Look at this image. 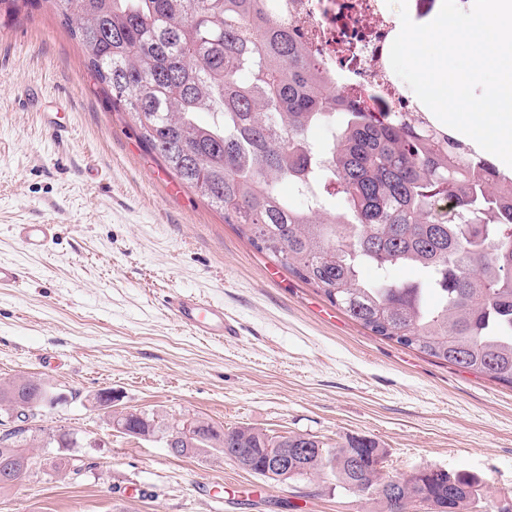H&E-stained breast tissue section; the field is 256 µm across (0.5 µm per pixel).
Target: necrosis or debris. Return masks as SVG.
I'll use <instances>...</instances> for the list:
<instances>
[{"mask_svg":"<svg viewBox=\"0 0 512 512\" xmlns=\"http://www.w3.org/2000/svg\"><path fill=\"white\" fill-rule=\"evenodd\" d=\"M311 54L371 111L411 112L415 106L386 74L397 35L382 0H273Z\"/></svg>","mask_w":512,"mask_h":512,"instance_id":"obj_1","label":"necrosis or debris"}]
</instances>
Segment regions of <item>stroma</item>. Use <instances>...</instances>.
Segmentation results:
<instances>
[{
    "mask_svg": "<svg viewBox=\"0 0 512 512\" xmlns=\"http://www.w3.org/2000/svg\"><path fill=\"white\" fill-rule=\"evenodd\" d=\"M46 222L53 241L23 250L14 226ZM0 262L25 273L0 290V379L63 394L39 424L78 438L41 451L0 512L384 510L330 476L281 483L216 450L173 456L169 428L189 417L330 446L366 436L382 476L464 471L479 482L466 512H512V388L374 335L257 252L158 165L48 10L0 16ZM175 290L222 303L240 335L184 330L164 306ZM104 389L159 432L113 430L90 402ZM62 458L86 463L78 481Z\"/></svg>",
    "mask_w": 512,
    "mask_h": 512,
    "instance_id": "35a3bbf8",
    "label": "stroma"
}]
</instances>
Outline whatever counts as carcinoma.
<instances>
[{"label":"carcinoma","instance_id":"obj_1","mask_svg":"<svg viewBox=\"0 0 512 512\" xmlns=\"http://www.w3.org/2000/svg\"><path fill=\"white\" fill-rule=\"evenodd\" d=\"M25 8L60 18L146 149L254 248L375 335L512 387V178L490 159L411 112L363 111L270 0H0L8 17ZM319 125L332 144L311 140ZM285 183L304 192L302 204L280 192ZM337 194L340 211L327 203ZM364 265L374 281L360 279ZM393 266L419 269L426 286L390 280ZM46 388L35 377L0 380V416ZM127 423L145 436L158 429L152 413L131 412ZM193 425L173 455L221 448L268 478L278 474L269 449L305 448L288 479L330 474L379 496L387 512L413 502L465 512L477 494L469 474L430 467L384 493L379 446L365 436L330 447L309 435ZM68 438L0 435V465L26 477L34 449L46 439L67 448Z\"/></svg>","mask_w":512,"mask_h":512}]
</instances>
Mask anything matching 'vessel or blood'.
I'll use <instances>...</instances> for the list:
<instances>
[{"label":"vessel or blood","mask_w":512,"mask_h":512,"mask_svg":"<svg viewBox=\"0 0 512 512\" xmlns=\"http://www.w3.org/2000/svg\"><path fill=\"white\" fill-rule=\"evenodd\" d=\"M54 235L50 224H19L15 236L27 251L44 249ZM169 314L190 333L221 340L240 333L238 322L229 317L223 305L202 300L192 295L175 292L167 300Z\"/></svg>","instance_id":"b4317fda"}]
</instances>
